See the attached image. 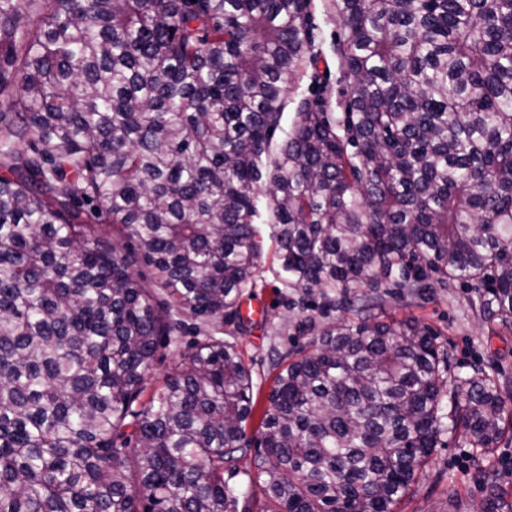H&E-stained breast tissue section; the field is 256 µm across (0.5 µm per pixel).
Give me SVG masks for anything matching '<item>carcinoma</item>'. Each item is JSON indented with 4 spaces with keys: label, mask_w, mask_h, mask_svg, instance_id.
Returning a JSON list of instances; mask_svg holds the SVG:
<instances>
[{
    "label": "carcinoma",
    "mask_w": 512,
    "mask_h": 512,
    "mask_svg": "<svg viewBox=\"0 0 512 512\" xmlns=\"http://www.w3.org/2000/svg\"><path fill=\"white\" fill-rule=\"evenodd\" d=\"M308 6L0 0V512H395L445 436L512 428L495 367L450 387L375 313L457 280L512 328V0H334L347 112L287 130ZM263 190L292 307L340 319L297 322L253 437L236 343L148 374L183 312L242 325Z\"/></svg>",
    "instance_id": "cac0c4a2"
}]
</instances>
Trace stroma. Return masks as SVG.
Returning <instances> with one entry per match:
<instances>
[{"label":"stroma","mask_w":512,"mask_h":512,"mask_svg":"<svg viewBox=\"0 0 512 512\" xmlns=\"http://www.w3.org/2000/svg\"><path fill=\"white\" fill-rule=\"evenodd\" d=\"M308 14L314 59L300 67L284 99L285 113L294 115L299 101L309 98L338 118L346 110L353 82L341 66V27L332 0H310ZM272 261L271 242L263 240L259 256L262 279L241 305L244 325L224 328L225 338L237 342L252 367L253 392L261 405L276 373V354L298 350L306 342L294 331L301 315L289 307L292 294L274 279ZM474 295L469 286L452 282L422 297H384L380 310L398 319L413 317L431 325L441 332L457 370L495 364L502 382L512 389V331H489L471 305ZM507 455L512 457L511 435L503 438L489 463L476 459L458 438H446L444 447L435 449L419 480L397 504L396 512H484L492 503L496 512H512V474L500 467Z\"/></svg>","instance_id":"obj_1"}]
</instances>
